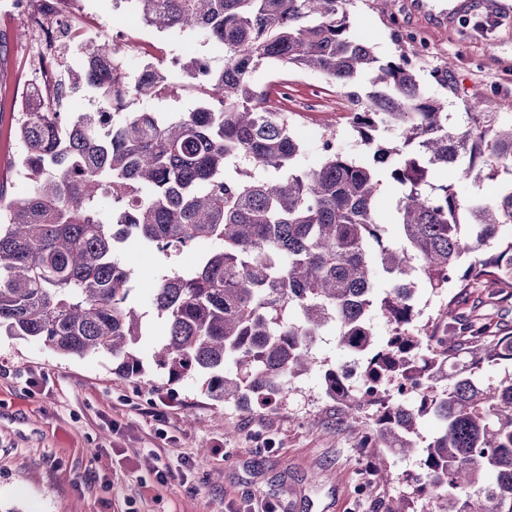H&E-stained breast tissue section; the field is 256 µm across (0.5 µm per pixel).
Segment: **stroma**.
I'll use <instances>...</instances> for the list:
<instances>
[{"label": "stroma", "mask_w": 512, "mask_h": 512, "mask_svg": "<svg viewBox=\"0 0 512 512\" xmlns=\"http://www.w3.org/2000/svg\"><path fill=\"white\" fill-rule=\"evenodd\" d=\"M350 16L381 59L394 57L398 37L411 34L429 54L413 58L428 94L446 102L448 123L462 124L470 105L493 99L499 120L512 121V0H353ZM29 20L0 10V176L20 155L15 126L29 71L22 55ZM167 57L224 62V49L201 36L158 32ZM449 66L447 83L437 71ZM289 111L303 137L302 163L316 166L321 138L336 130L339 147L361 150L336 109L341 94L322 75L289 70ZM189 76L172 72L167 97L133 102L132 110L190 112L199 105ZM10 177V195L28 184ZM136 272L135 303L150 333L139 345L145 371L120 379L111 357H62L43 343L0 336V512H245L254 500L279 512H384L399 484L362 475L361 436L329 398L321 372L291 381L285 399L242 409L212 401L203 378L167 384L151 362L163 323L150 297L166 262L135 242L121 250ZM460 319L483 318L512 332V297L471 288L457 306ZM175 476L167 484L158 470Z\"/></svg>", "instance_id": "35a3bbf8"}]
</instances>
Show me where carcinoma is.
Here are the masks:
<instances>
[{"label": "carcinoma", "mask_w": 512, "mask_h": 512, "mask_svg": "<svg viewBox=\"0 0 512 512\" xmlns=\"http://www.w3.org/2000/svg\"><path fill=\"white\" fill-rule=\"evenodd\" d=\"M348 4L135 0L147 25L224 47L219 68L196 58L183 65L205 80L200 105L179 116L128 111L168 93V69L149 62L138 81L110 43L88 49L50 96L23 94L15 167L29 191L10 199L0 182V330L61 356L108 354L114 371L135 379L148 328L133 301L135 275L116 261L120 246L135 240L170 260L204 245L193 268L168 267L154 288L165 336L154 364L169 382L198 373L216 402L271 405L310 368L317 336L332 325L338 347L361 360L368 389L350 391L332 367L326 394L345 406L364 447L423 455L422 471L404 478L385 456L368 457L378 481L411 488L384 512H410L421 497L442 501V512H512V371L484 376L487 366H512V335L480 318L460 321L448 293L481 285L512 294V180H502L512 176V124L483 99L465 129L448 127L445 101L424 91L406 51L377 57L354 34ZM262 65L273 80L261 89L251 75ZM291 67L342 89L362 157L333 145L329 128L321 161L302 167L296 113L270 105ZM68 88L91 91L97 108L62 117ZM386 131L398 159L383 168ZM440 168L450 180L437 184ZM386 178L402 188L395 243L384 242L376 218ZM472 178L499 182L497 194L461 196ZM422 288L448 295L440 335L420 320ZM377 316L389 329L382 345ZM403 383L415 386L409 404L382 402L378 388ZM423 418L437 432L422 445ZM486 472L495 480L483 485Z\"/></svg>", "instance_id": "obj_1"}]
</instances>
